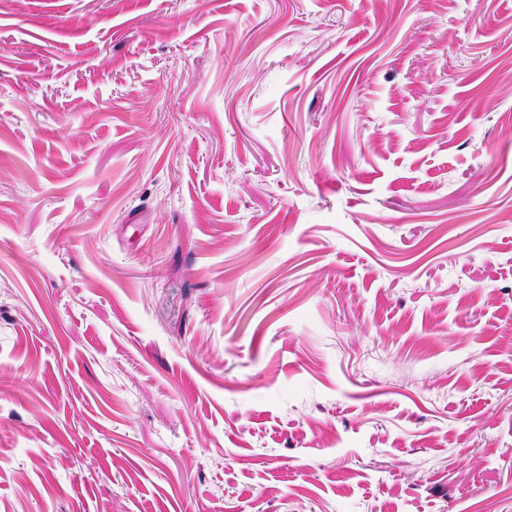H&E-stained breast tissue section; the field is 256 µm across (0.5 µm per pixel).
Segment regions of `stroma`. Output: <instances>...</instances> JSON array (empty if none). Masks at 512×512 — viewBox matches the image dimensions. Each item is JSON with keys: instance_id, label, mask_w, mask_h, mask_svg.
I'll use <instances>...</instances> for the list:
<instances>
[{"instance_id": "1", "label": "stroma", "mask_w": 512, "mask_h": 512, "mask_svg": "<svg viewBox=\"0 0 512 512\" xmlns=\"http://www.w3.org/2000/svg\"><path fill=\"white\" fill-rule=\"evenodd\" d=\"M0 512H512V0H0Z\"/></svg>"}]
</instances>
